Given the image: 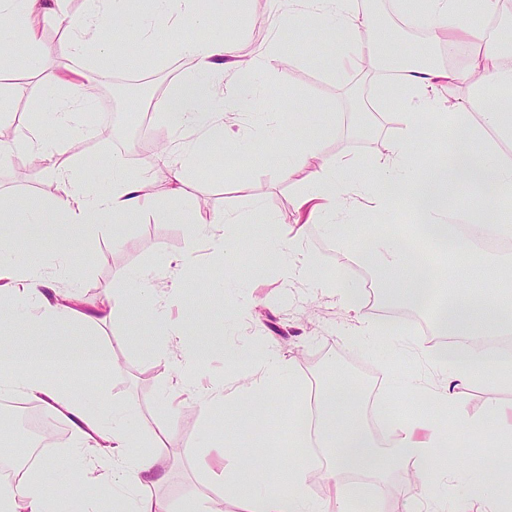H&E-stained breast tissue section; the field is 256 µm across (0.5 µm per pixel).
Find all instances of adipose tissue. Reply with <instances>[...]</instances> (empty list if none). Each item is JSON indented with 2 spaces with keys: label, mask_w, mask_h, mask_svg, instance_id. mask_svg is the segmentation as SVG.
<instances>
[{
  "label": "adipose tissue",
  "mask_w": 512,
  "mask_h": 512,
  "mask_svg": "<svg viewBox=\"0 0 512 512\" xmlns=\"http://www.w3.org/2000/svg\"><path fill=\"white\" fill-rule=\"evenodd\" d=\"M124 4L125 0H90L85 13L69 16L65 0H0V21L12 30L6 50L0 51V75L20 69L36 54L43 20L66 17L70 35L53 82L59 94L43 104L59 124L71 113L89 110L94 104V81L111 73L104 64L103 35L109 18L122 15ZM157 4V15L146 30L152 39L184 23L210 26L220 19L229 28L236 21L223 0H157ZM267 5L278 24L294 23L304 15L310 19L309 35L344 36L346 49L333 63L337 77L380 52L373 22L357 0H267ZM497 5L498 0H399L401 12L443 39L446 50H455L461 41L484 44V67L477 71L403 65L396 80L405 94L398 133L378 156L373 179L365 184L344 180L350 160L325 156L310 175L307 193L294 202L295 209L309 206L318 212L333 235L339 230L337 214L362 204L378 214L401 208L410 214L411 223L397 225L394 234L370 236L362 258L375 287L387 290L390 300L432 306L434 325L447 338L436 347L420 338L411 346L417 358L433 364L434 376L416 371L387 374L392 393L419 396L427 407L411 417L390 420L388 440L382 444L374 439L366 420L368 392L363 384L345 375L338 385L321 388L318 446L329 460L322 476L330 496L315 502L307 495L306 477L316 466L314 460L303 457L285 467L278 458L258 452L240 470L224 475L226 492L240 499L245 512H351L355 504L376 512L375 502L346 482L349 472L375 460L398 467L429 462L435 472H447L457 465L447 454L449 440L461 443L483 432L482 418L470 413L461 389L485 382L512 383V349L493 343L496 337L512 335V262L483 259L475 241L461 230L465 224H487L497 238H512V159L500 155L487 136L492 130L512 137V99L492 96L495 90L512 88V49L486 46L484 30L460 17L464 11L490 16ZM179 51L192 61L193 74L171 89L165 112L181 136L180 149L162 150L153 167L132 171L116 156L97 177H88L78 167L58 163L59 146L45 124L25 126L12 140L0 141L1 163L15 152H25L43 164L56 186L50 205L29 199L0 205V223L12 229L10 236L0 235V400L21 399L69 426L78 440L79 478L93 488L101 475H109L112 512L208 509L201 497L176 509L148 495V488L161 484L164 477L158 455L143 451V439L148 436L161 443L173 432V424L147 425L134 408L109 404L100 391L77 395L63 389L51 368L106 370L113 359L92 336L59 339L55 330L77 321L100 320L119 307L135 319L161 323L167 341L186 352L175 388L194 394L203 405L224 406L225 431L243 426L256 438L268 427L265 393L270 380H289L294 374L293 361L271 344L251 355L244 375L235 382L202 385L200 354L188 347V306L183 303L175 309L158 302L147 273H134L139 283L134 294L110 295L101 301L98 312L88 314L77 308L76 282L58 287L43 268L24 258L36 248L26 234L28 225H48L60 242V264L71 267L77 260L75 240L97 234L106 224L132 222L156 207L149 190L155 174L165 173L172 194H181L188 171L206 146L223 141L226 119L258 108L256 71L285 55L277 42L270 41L247 56L234 41L214 36L182 40ZM76 57L88 58L90 72L72 67ZM462 85L480 111L479 120H472L452 95L453 88ZM439 115L448 119L443 126L447 147L425 165L413 167L409 147ZM253 212L266 224L270 240L287 239V249L274 253L287 277H310L313 263L302 247V233L283 237L277 217L258 206ZM246 220L243 214L215 212L198 219L191 230L193 236L209 241L215 256L228 260L235 252V239L226 228ZM495 425L497 440L487 455L499 485L508 489L512 487V410H496ZM272 470L280 473L278 489L260 490ZM52 501L49 487L32 470L0 489V512H52Z\"/></svg>",
  "instance_id": "ef3b65f1"
}]
</instances>
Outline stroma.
Here are the masks:
<instances>
[{
	"label": "stroma",
	"mask_w": 512,
	"mask_h": 512,
	"mask_svg": "<svg viewBox=\"0 0 512 512\" xmlns=\"http://www.w3.org/2000/svg\"><path fill=\"white\" fill-rule=\"evenodd\" d=\"M231 7L238 13L236 25L230 29L219 25L215 32L236 41L242 53H251L270 37L295 46L297 52L257 72L256 84L264 88L265 98L256 114L229 123L228 136L237 141L236 150L221 144L211 147L208 156L190 171L184 192L176 201L168 199L169 183L157 178L152 190L160 200L158 208L133 223L118 225L116 231L102 232L83 246L84 259L78 269L81 309L92 310L107 291L134 289L129 277L134 270L152 271L160 285L174 277L187 280L194 328L190 343L205 354L206 379L236 378L241 372L240 358L249 356L258 340L277 343L294 360L295 376L302 382L329 380L326 367L338 362L342 370L368 383V425L377 441H384L381 422L420 407L421 401L412 396H388L380 380L381 367L414 369L411 358L400 355L403 339L421 335L430 346L437 345L438 339L434 334H423L420 328L421 321L428 318L424 310H416L411 319L391 317L389 303L375 289L361 292L358 301L363 314L373 317L385 333L362 340L353 335L351 315L338 296L321 286L322 281L336 276L347 284H358V272L365 267L364 227L383 223V216L357 211L348 216L347 226L340 229L335 240L320 224L308 225L303 247L314 264V276L309 280L286 278L271 257L272 243L260 221L234 228L239 258L228 266L213 256L206 240L190 241L188 220L198 208L247 214L258 202L264 211L294 223L293 202L305 193L311 169L305 166L289 177L281 176V141L285 138L294 144L318 141L321 153L352 159L349 178L357 182L371 180L375 158L385 152L397 132L403 95L387 82L375 80L372 72L362 67L336 80L331 59L342 50L343 37L312 40L305 38L303 25H273L261 0H233ZM152 8L153 0H133L129 4L116 25L117 55L112 65V75L117 79L149 77L147 95L135 94L119 102L111 92H103L96 96L90 111L73 113L68 125L59 131L62 160L81 167L85 173H96L109 160L114 140L125 138L124 122L138 121L144 111H151V125L162 132L165 140L173 138L163 116L164 102L172 87L191 74L192 66L182 62L176 51L177 38L157 41L148 51H141L140 18ZM365 9L383 30L397 32L406 60L447 64V56L440 54L438 43L429 38L427 29L407 23L398 13L395 0H367ZM67 38V30L56 19L44 22L37 59L29 69L11 74L4 83L12 97L7 124L20 129L45 121L41 102L53 86L58 56ZM308 109L327 113L330 125H289V111ZM49 183V174L33 165L25 153L14 154L0 164V201L47 199ZM116 233L123 238L117 247L112 244ZM189 246L194 249V261L180 268L169 266V258ZM89 331L99 337L105 349L119 351L122 366L102 372L89 370L78 376L62 373L58 376L60 384L82 394L102 389L109 402L135 403L140 414L152 421H163L171 415L176 418L174 433L158 451L168 479L152 488V495L176 504L199 495L208 498L210 507L243 512L240 503L225 494L223 479L198 468L206 447L224 445L223 434L207 427L210 409L188 397L173 415L161 400L162 391L172 386L179 357L167 348L160 326L131 321L119 310L106 321L93 322ZM462 398L472 414L487 420L486 440H495L492 410L512 406V388L471 386L464 389ZM295 407V402L288 399L287 386H274L266 407L270 427L267 451L288 461L299 454L298 448L288 444ZM45 454L57 458L61 466L42 471V478L56 487L63 500L80 502L85 489L75 475L79 458L70 430H63ZM458 456L460 463L455 471L429 491L443 512H453L479 488L488 497L498 495L480 446L460 449ZM370 485L369 495L379 502L383 512H405L412 489L403 470L387 468L385 480L374 479Z\"/></svg>",
	"instance_id": "stroma-1"
}]
</instances>
